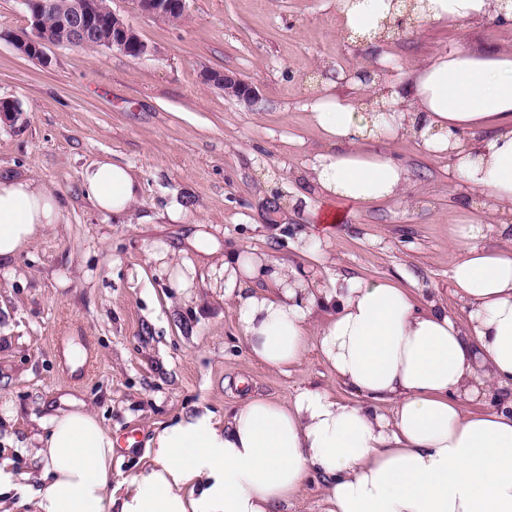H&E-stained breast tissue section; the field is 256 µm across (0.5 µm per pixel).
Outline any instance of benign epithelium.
<instances>
[{
  "label": "benign epithelium",
  "instance_id": "obj_1",
  "mask_svg": "<svg viewBox=\"0 0 512 512\" xmlns=\"http://www.w3.org/2000/svg\"><path fill=\"white\" fill-rule=\"evenodd\" d=\"M28 14L34 32L32 37L14 39L16 49L23 55L48 63L44 48L56 44V36L43 30L42 15L52 7V0H17ZM139 10L147 15L166 18L172 13H185L186 0H135ZM70 34L71 42L89 44L93 41L112 51L138 59L149 53V46L135 28L120 13L112 12V27L106 35H101L97 7L93 0H73L69 20L63 23ZM205 80L224 89V93L247 102L258 99L255 87L244 78L226 72L209 71ZM23 110L9 100L0 101V123L14 124L20 120Z\"/></svg>",
  "mask_w": 512,
  "mask_h": 512
}]
</instances>
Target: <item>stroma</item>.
<instances>
[{
    "label": "stroma",
    "instance_id": "1",
    "mask_svg": "<svg viewBox=\"0 0 512 512\" xmlns=\"http://www.w3.org/2000/svg\"><path fill=\"white\" fill-rule=\"evenodd\" d=\"M112 7L149 55L50 44L44 64L15 48L13 36L31 33V23L17 0H0V99L23 109L16 124H0V175L54 183L65 204L61 223L13 271L0 270V463L32 482L39 423L68 402L118 438L116 484L181 413L221 417L249 394L285 403L305 386L353 402L316 345L285 372L251 358L210 263L195 260L191 292H178L150 256L155 242L174 262L195 259L189 241L200 227L220 245L308 269L325 252L350 277L440 289L458 313L448 265L455 226L512 224L511 213L465 202L450 155L397 139L387 148L408 172L409 202L354 208L304 256L296 244L305 215L292 203L304 189L288 178L321 144L303 109L309 84L352 100L364 92L357 68L399 78L439 51L511 50L512 22L428 23L369 45L340 31L336 0H187L176 24L132 0ZM208 71L239 74L258 102L225 95ZM103 157L131 167L140 183L122 224L80 190L82 169ZM176 203L188 221L169 220Z\"/></svg>",
    "mask_w": 512,
    "mask_h": 512
}]
</instances>
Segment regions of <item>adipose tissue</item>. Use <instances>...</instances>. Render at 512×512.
Segmentation results:
<instances>
[{"label":"adipose tissue","mask_w":512,"mask_h":512,"mask_svg":"<svg viewBox=\"0 0 512 512\" xmlns=\"http://www.w3.org/2000/svg\"><path fill=\"white\" fill-rule=\"evenodd\" d=\"M336 10L352 36L374 42L390 39L405 15L447 24L512 18V0H336ZM370 86L353 101L319 89L305 105L326 148L303 173L313 196L301 250L343 221L336 203L406 197V168L368 150L371 142L410 138L432 154L453 152L452 175L469 199L491 213L512 210V51L440 52L398 82L373 73ZM80 185L115 217L139 197L130 167L107 158L85 167ZM63 212L55 185L0 176V269L12 270ZM493 232L512 237V224H462L450 240L462 319L439 293L415 302L393 281L334 271L326 253L320 286L288 258L224 250L196 231L195 252L220 258L249 354L282 370L317 340L356 403L303 388L285 403L248 396L224 418L184 414L155 431L140 471L118 484L110 431L85 409L60 410L41 424L37 484L17 483L0 466V501L18 512H288L315 478L324 512H512V248H485ZM320 309L330 312L321 325ZM469 401L482 411H466Z\"/></svg>","instance_id":"1"}]
</instances>
